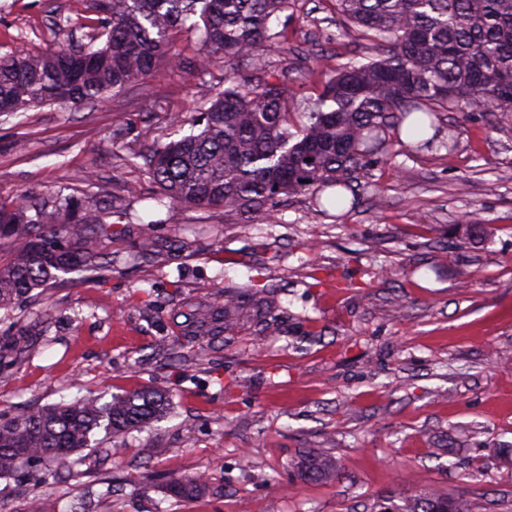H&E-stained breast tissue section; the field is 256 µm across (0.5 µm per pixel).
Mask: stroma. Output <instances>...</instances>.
<instances>
[{
  "mask_svg": "<svg viewBox=\"0 0 512 512\" xmlns=\"http://www.w3.org/2000/svg\"><path fill=\"white\" fill-rule=\"evenodd\" d=\"M95 17L92 0H0V55L83 42ZM280 23L290 51L278 80L292 98L316 97L337 62L366 53L340 35L334 0H291ZM174 46L181 66L140 89L0 115V203L71 194L108 208L112 228L98 241L108 270L0 309V340L23 334L35 347L0 370V412L89 392L171 397L164 419L102 440L41 485L0 478V512H24L35 495L44 512L85 498L97 512H369L380 494L429 488L468 493L475 512H512V365L489 361L512 350V117L440 111L455 148L393 146L363 170L346 216L296 196L275 221L239 224L159 205L142 171L140 151L189 132L198 84L224 88L222 67L196 72L197 32ZM89 171L98 186L84 183ZM146 231L159 255L133 261ZM245 284L284 308L273 331L240 323L206 356L187 343L171 358L162 340L183 334L185 311ZM316 451L340 480L301 474ZM173 474L205 475L206 488L174 501Z\"/></svg>",
  "mask_w": 512,
  "mask_h": 512,
  "instance_id": "35a3bbf8",
  "label": "stroma"
}]
</instances>
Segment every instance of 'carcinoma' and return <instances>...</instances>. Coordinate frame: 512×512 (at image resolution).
Wrapping results in <instances>:
<instances>
[{
  "mask_svg": "<svg viewBox=\"0 0 512 512\" xmlns=\"http://www.w3.org/2000/svg\"><path fill=\"white\" fill-rule=\"evenodd\" d=\"M98 27L89 42L42 53L0 57V112L14 117L52 104L80 106L147 82L172 52L177 27L199 28L197 72L224 64V90L205 100L198 133L153 147L144 169L161 189L159 204L224 209L249 222L268 220L290 197L308 196L322 208H353L360 172L408 141L415 150H450L453 134L439 138L437 109L466 107L512 114V0H335L347 25L372 42L364 62L336 65L317 98L296 104L291 121L285 87L269 81L274 65L261 49L287 43L273 20L289 0H95ZM252 71L239 79L238 70ZM327 188L336 193L322 198ZM110 235L104 214L81 207L72 195H20L0 204V309L74 271L105 264L96 240ZM255 293L246 286L224 303L187 318L185 337L200 350L244 318ZM169 391L147 388L96 394L49 406L0 412V477L23 476V466L73 463L98 429L124 434L164 417ZM309 478L339 476L316 452L302 462ZM206 487L203 477H177L176 500ZM370 512H475L465 493L426 489L410 498L382 496Z\"/></svg>",
  "mask_w": 512,
  "mask_h": 512,
  "instance_id": "1",
  "label": "carcinoma"
}]
</instances>
